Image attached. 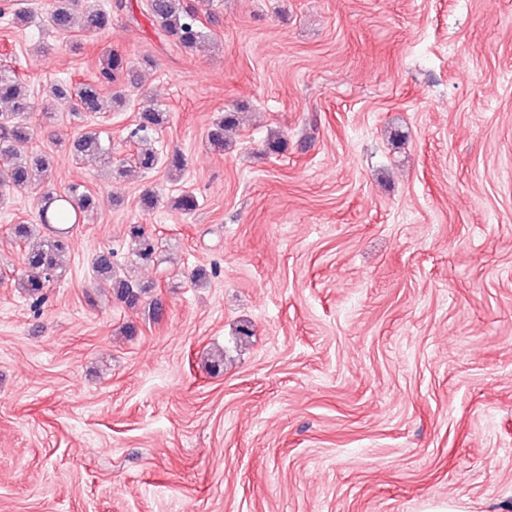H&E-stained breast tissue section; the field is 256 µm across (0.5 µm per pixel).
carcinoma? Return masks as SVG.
<instances>
[{
  "label": "carcinoma",
  "mask_w": 512,
  "mask_h": 512,
  "mask_svg": "<svg viewBox=\"0 0 512 512\" xmlns=\"http://www.w3.org/2000/svg\"><path fill=\"white\" fill-rule=\"evenodd\" d=\"M150 20L163 36L174 44L192 49L206 36L200 21L199 7L187 0H147ZM80 21L82 29L102 34L110 26L111 16L93 0H54L47 14L46 25L55 32H66ZM128 71L126 59L118 52H109L100 62L94 78L89 82L69 87L62 83L50 87L56 97H73L78 112H110L125 104L123 91L116 90L105 96L103 89L114 87ZM0 104L8 111L0 113V163L9 169L6 186L12 189H26L45 182L53 165L52 157L46 154L21 157L15 151V144L31 138V127L27 115L33 111L34 103L26 89V82L12 70H0ZM166 122V113L156 107H145L138 120L127 128L126 140L137 147L133 157L135 166L143 172L158 167L173 172L185 168V158L180 153H162L147 147L153 135ZM238 116L226 112L212 125L208 134L210 146L221 152L224 150V131L237 126ZM69 151L76 156L101 155L107 165H112V147L103 145L95 131H86L69 145ZM43 205L38 209L37 224H15L12 235L23 245V272L20 286L35 297L34 307H39L42 292L54 277L59 259L67 245V225L77 221L78 214L94 208V199L85 187L75 183L67 192L59 195L48 189L43 192ZM171 209L188 214L198 207L197 197L184 191L171 199ZM46 229L40 234L37 226ZM128 235L133 243V251L142 261L152 260L157 250V242L140 224L129 225ZM114 252L102 251L92 262L95 283L101 288L112 289L113 294L126 305L133 307L142 290L132 287L129 280L117 276L114 266Z\"/></svg>",
  "instance_id": "carcinoma-1"
}]
</instances>
